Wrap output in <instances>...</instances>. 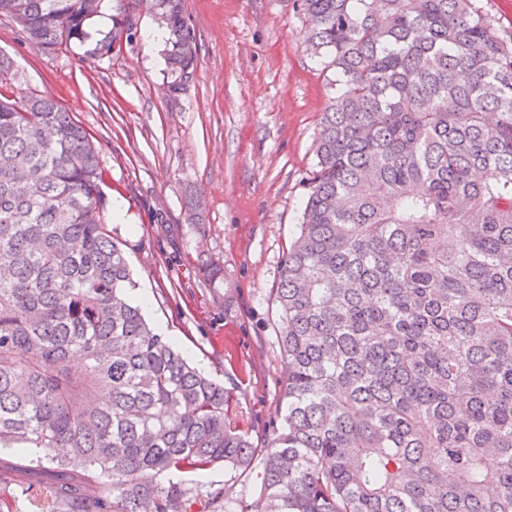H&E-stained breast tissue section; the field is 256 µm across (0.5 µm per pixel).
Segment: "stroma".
I'll use <instances>...</instances> for the list:
<instances>
[{
    "mask_svg": "<svg viewBox=\"0 0 512 512\" xmlns=\"http://www.w3.org/2000/svg\"><path fill=\"white\" fill-rule=\"evenodd\" d=\"M198 66L177 92L157 22L106 55L45 52L0 23L15 86L58 101L91 135L108 196L123 199V243L135 301L158 334L224 384L228 418L266 446L280 421L284 364L275 302L278 270L296 235L336 74L304 44L295 0H185ZM204 217L192 223L190 193ZM223 267L210 282L201 267Z\"/></svg>",
    "mask_w": 512,
    "mask_h": 512,
    "instance_id": "1",
    "label": "stroma"
}]
</instances>
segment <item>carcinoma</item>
Instances as JSON below:
<instances>
[{
	"instance_id": "obj_1",
	"label": "carcinoma",
	"mask_w": 512,
	"mask_h": 512,
	"mask_svg": "<svg viewBox=\"0 0 512 512\" xmlns=\"http://www.w3.org/2000/svg\"><path fill=\"white\" fill-rule=\"evenodd\" d=\"M298 2L336 94L279 270L265 448L130 296L89 133L0 55V449L26 451L0 485L44 512H190L200 490L165 477L217 464L259 484L208 512H512V30L478 0ZM105 8L90 54L149 12L180 90L184 0H0V21L55 52Z\"/></svg>"
}]
</instances>
